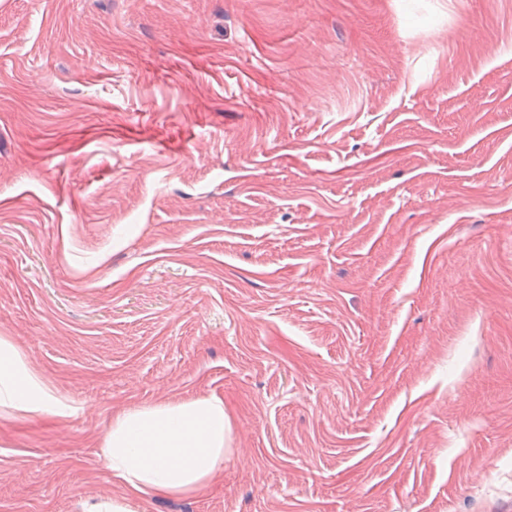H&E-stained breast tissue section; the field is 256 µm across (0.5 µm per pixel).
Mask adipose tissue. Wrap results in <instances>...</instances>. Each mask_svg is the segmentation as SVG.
<instances>
[{"instance_id": "obj_1", "label": "adipose tissue", "mask_w": 512, "mask_h": 512, "mask_svg": "<svg viewBox=\"0 0 512 512\" xmlns=\"http://www.w3.org/2000/svg\"><path fill=\"white\" fill-rule=\"evenodd\" d=\"M0 408L60 421L77 412L5 333H0ZM229 432L224 400L214 395L114 411L100 448L122 493L91 503L85 512H133L136 499L207 494L223 474Z\"/></svg>"}]
</instances>
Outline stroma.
I'll list each match as a JSON object with an SVG mask.
<instances>
[{"label": "stroma", "mask_w": 512, "mask_h": 512, "mask_svg": "<svg viewBox=\"0 0 512 512\" xmlns=\"http://www.w3.org/2000/svg\"><path fill=\"white\" fill-rule=\"evenodd\" d=\"M0 512L120 495L125 406L216 394L135 512H512V0H0ZM0 408L66 421L79 408L32 367L14 336L0 333Z\"/></svg>", "instance_id": "1"}]
</instances>
